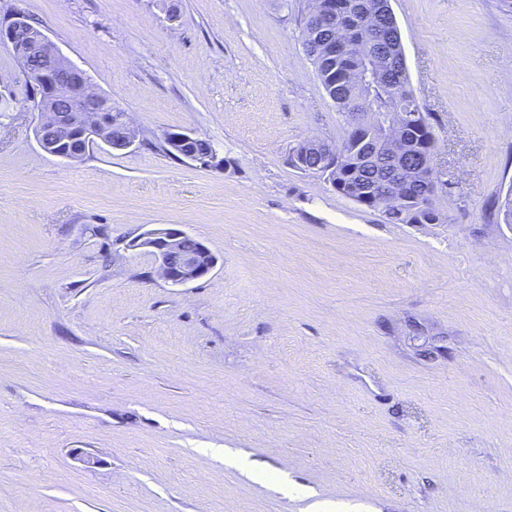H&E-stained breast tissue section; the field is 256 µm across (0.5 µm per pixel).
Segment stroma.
Here are the masks:
<instances>
[{"label":"stroma","instance_id":"obj_1","mask_svg":"<svg viewBox=\"0 0 512 512\" xmlns=\"http://www.w3.org/2000/svg\"><path fill=\"white\" fill-rule=\"evenodd\" d=\"M162 3L0 0L135 136L43 152L0 44V512H512V11L390 0L454 190L448 223L389 224L290 163L345 128L305 0ZM154 227L216 267L166 283ZM199 137L195 136L191 133H176V134H170L168 137L169 143L172 147L171 151H175L183 158L195 162L199 164L200 166L209 167L215 164L217 160V154L212 147L206 148L203 152L197 153V152H183L179 150L177 146H182L187 142L197 140ZM168 151L171 153V151L168 149Z\"/></svg>","mask_w":512,"mask_h":512}]
</instances>
